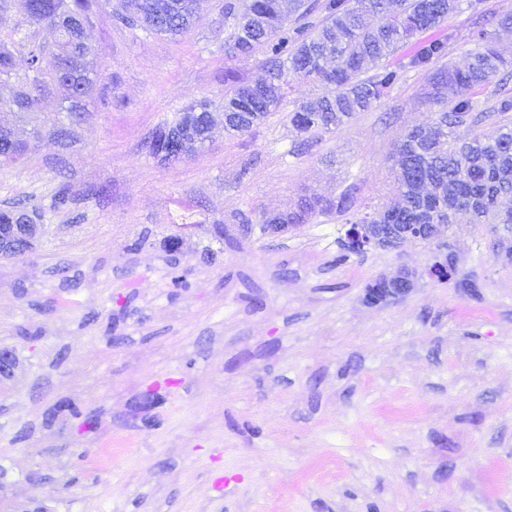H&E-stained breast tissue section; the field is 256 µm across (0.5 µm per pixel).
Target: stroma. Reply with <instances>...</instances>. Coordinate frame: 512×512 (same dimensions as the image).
I'll list each match as a JSON object with an SVG mask.
<instances>
[{
  "instance_id": "1",
  "label": "stroma",
  "mask_w": 512,
  "mask_h": 512,
  "mask_svg": "<svg viewBox=\"0 0 512 512\" xmlns=\"http://www.w3.org/2000/svg\"><path fill=\"white\" fill-rule=\"evenodd\" d=\"M120 9L100 0L86 31L83 116L47 84L16 122L27 153L0 166V210L40 215L33 248L0 257V353L20 362L0 379V512H262L271 486L288 512H512L496 479L512 470V232L462 214L444 249L342 245L349 222L396 199L395 146L435 117L429 68L307 135L288 114L320 89L294 84L263 124H216L196 155L161 163L155 127L200 99L222 114L225 68L258 81L264 55H227L224 0H202L175 39L123 25ZM471 30L464 8L426 38L461 65ZM0 39L22 73L31 45L52 53L58 34L13 0ZM349 187L350 212L262 232V213ZM448 253L451 279L364 302L375 279ZM147 393L161 397L149 409ZM113 437L130 448L94 480L84 456ZM323 461L336 482L312 476Z\"/></svg>"
}]
</instances>
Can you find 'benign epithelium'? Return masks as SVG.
<instances>
[{
	"label": "benign epithelium",
	"mask_w": 512,
	"mask_h": 512,
	"mask_svg": "<svg viewBox=\"0 0 512 512\" xmlns=\"http://www.w3.org/2000/svg\"><path fill=\"white\" fill-rule=\"evenodd\" d=\"M200 138L197 115L187 113L182 125L166 132L161 141L149 140V154L161 160L179 154L183 149ZM443 224H352L345 233V246L352 253H362L370 248L393 250L407 241H427L433 243L440 239ZM38 232L36 224H12L10 229H0V254L15 250L16 241L25 240L24 246H33ZM454 271L452 257L447 255L441 261H435L425 270L402 269L390 277L377 279L374 285L366 289L365 301L370 305L395 302L408 295L423 276L431 279H444Z\"/></svg>",
	"instance_id": "benign-epithelium-1"
}]
</instances>
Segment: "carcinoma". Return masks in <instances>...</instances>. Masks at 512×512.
<instances>
[{
  "label": "carcinoma",
  "instance_id": "obj_1",
  "mask_svg": "<svg viewBox=\"0 0 512 512\" xmlns=\"http://www.w3.org/2000/svg\"><path fill=\"white\" fill-rule=\"evenodd\" d=\"M38 16L58 32L57 51L46 57L32 46L28 70L15 69L14 43L0 40V82H13L16 91L9 112H33L44 85L42 76L66 93L67 111L78 116L80 101L92 91L89 46L77 37L80 25L92 14L96 0H45ZM200 0H124L121 23L143 27L171 37L188 32ZM462 0H227L224 17L234 21L229 54L250 58L265 56L269 77L245 83L240 73L224 70V83L233 90L224 98V111L241 113V125L231 136L262 124L284 97L283 82L298 77L322 88L314 102H301L288 113L292 126L303 133L340 129L360 112L369 110L393 85L399 70L424 67L448 54V42L434 40L399 62L369 78H362L366 64L390 62L409 43L421 41L448 16L461 9ZM476 10L473 32L478 48L462 67L449 64L434 71L424 97L437 118L426 127L415 126L395 148V181L398 199L377 217L376 224H431L442 221L439 212L452 216L466 212L476 224H512V89L498 85L488 105L478 109L465 96L484 89L498 78L512 77V59H506L493 42V31L512 29V10L490 15ZM323 13L315 26L302 20L314 10ZM371 14L376 24L367 26ZM70 68L69 82H61L62 64ZM496 126L490 135L461 142L454 129L467 122ZM328 206L318 198L306 199L284 213L283 230L306 224L317 209Z\"/></svg>",
  "mask_w": 512,
  "mask_h": 512
}]
</instances>
